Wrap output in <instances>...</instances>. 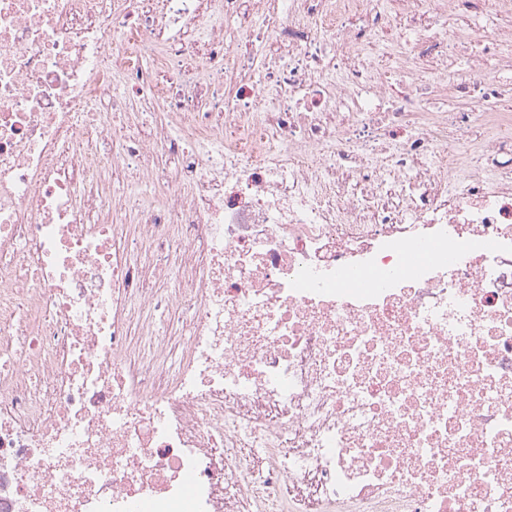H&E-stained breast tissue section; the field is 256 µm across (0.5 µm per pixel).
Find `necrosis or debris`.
Returning <instances> with one entry per match:
<instances>
[{"instance_id": "obj_1", "label": "necrosis or debris", "mask_w": 512, "mask_h": 512, "mask_svg": "<svg viewBox=\"0 0 512 512\" xmlns=\"http://www.w3.org/2000/svg\"><path fill=\"white\" fill-rule=\"evenodd\" d=\"M139 2L0 0V512H512V0L405 20L443 112L354 65L384 0H288L243 76L240 0ZM162 112L164 110L161 103H143L140 112H130L129 118L132 127L128 130L124 129L123 133L135 136L141 130L148 131L154 126V123H159Z\"/></svg>"}]
</instances>
